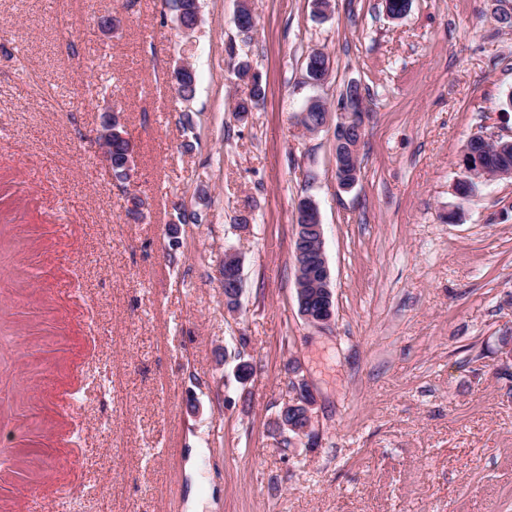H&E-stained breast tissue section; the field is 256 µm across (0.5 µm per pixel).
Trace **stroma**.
Listing matches in <instances>:
<instances>
[{"label":"stroma","instance_id":"1","mask_svg":"<svg viewBox=\"0 0 512 512\" xmlns=\"http://www.w3.org/2000/svg\"><path fill=\"white\" fill-rule=\"evenodd\" d=\"M252 2L243 33L239 0H200L189 32L170 0H0V512H512V178L455 193L465 144L512 136V28L495 19L512 0H412L400 19L384 0ZM242 66L263 98L241 119ZM352 82L368 118L345 191L334 126L298 116L336 111ZM112 110L135 148L124 186L93 142ZM304 198L325 329L296 297ZM293 361L310 448L272 426ZM311 211H300L298 209L296 238L301 240L312 239L314 248L322 255L323 264L320 267L318 276L321 282L313 283V288H306L297 284L296 295L300 313L304 320L315 327L325 328L332 324L335 313V301L331 288V273L325 255L322 224H320L319 213L314 217L316 224H313ZM316 305V309L313 306ZM306 309L309 312H306ZM240 261V264H239ZM239 264L238 267H236ZM224 270L236 272L234 278H237L235 285L238 287V295L228 298L224 295V307L228 312L234 313L239 306L240 288H241V258L234 247H228L224 252ZM233 278V279H234Z\"/></svg>","mask_w":512,"mask_h":512}]
</instances>
